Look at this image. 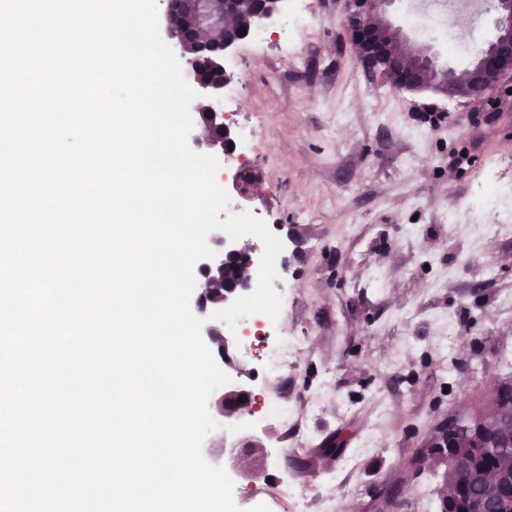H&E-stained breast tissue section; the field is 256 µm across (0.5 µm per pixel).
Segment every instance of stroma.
I'll return each mask as SVG.
<instances>
[{"instance_id":"stroma-1","label":"stroma","mask_w":512,"mask_h":512,"mask_svg":"<svg viewBox=\"0 0 512 512\" xmlns=\"http://www.w3.org/2000/svg\"><path fill=\"white\" fill-rule=\"evenodd\" d=\"M346 0H292L225 58L224 110L237 148L219 156L258 173L254 216L296 227L275 290L279 335L301 336L288 395L307 411L299 452L273 456L279 424L251 416L263 474L236 481L241 512H303L294 486L318 487L335 512H439L440 480L415 472L424 443L462 401L511 379L512 223L470 213L490 181L512 208V93L469 106L398 92L362 66L345 28ZM302 16L287 25L288 13ZM469 159L450 168L449 157ZM493 261L484 279L466 255ZM456 324L443 341L435 323ZM329 390L318 408L309 393Z\"/></svg>"}]
</instances>
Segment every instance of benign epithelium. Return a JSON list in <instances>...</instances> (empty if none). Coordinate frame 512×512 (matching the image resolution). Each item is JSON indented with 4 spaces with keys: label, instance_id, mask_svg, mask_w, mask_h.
Returning <instances> with one entry per match:
<instances>
[{
    "label": "benign epithelium",
    "instance_id": "obj_1",
    "mask_svg": "<svg viewBox=\"0 0 512 512\" xmlns=\"http://www.w3.org/2000/svg\"><path fill=\"white\" fill-rule=\"evenodd\" d=\"M346 27L354 39L365 65L382 75L397 73L399 77L390 82L397 91L428 90L448 99H463L478 104L502 87L512 77V0H493L495 10L493 37L468 66L469 84L466 91L457 94L451 91L447 81L438 80L425 88L421 81L420 68L447 74L453 67L441 61L439 54L429 45H413L412 53L416 64L409 66L390 53L389 42L375 44L364 35V26L378 23L385 33L395 30L387 19V7L396 0H347ZM238 0H166V34L192 76L193 88L200 97L212 100L224 90L228 74L224 67L226 52L234 48L246 35H228L232 26L227 19L237 14ZM215 28H222L226 35L219 44L209 41L207 34ZM206 123L220 133L212 139L202 134L194 137V144L200 149L218 155L230 151L229 144L235 143L234 123L224 112H200L197 124ZM257 175L241 167L224 179V184L240 200L238 208L246 209L256 202L254 191ZM208 244L215 257L197 263V269L204 275L216 274L225 277L224 289L218 295L204 288L196 298L197 316L205 319L202 338L219 363L229 361L233 351L232 341L224 336V323L217 322L211 315L230 307L252 287V273L261 263L262 256L254 244L239 238L232 240L222 230H214L208 236ZM211 416L224 430V448L221 452H206V458L214 466L230 468L238 478L250 483L261 477L259 462L243 463L258 441L246 436L229 438L235 431V421L245 415H253L259 408L255 396L235 381L216 389L209 398ZM432 454L444 452L447 468L441 474L442 482L453 474L455 482L464 484L467 500L448 503V509L455 512H469L468 501L479 499L489 512H507V504L496 498L500 487L512 486V464L496 471L477 466L465 449H481L487 453L500 454L512 448V382L499 383L486 403H464L455 413L439 422L427 441Z\"/></svg>",
    "mask_w": 512,
    "mask_h": 512
}]
</instances>
